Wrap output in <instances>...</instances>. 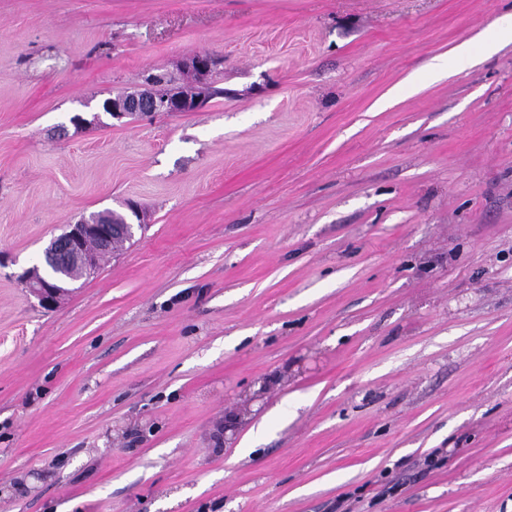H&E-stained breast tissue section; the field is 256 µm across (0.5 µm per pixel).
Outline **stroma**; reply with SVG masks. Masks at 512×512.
<instances>
[{"label": "stroma", "instance_id": "stroma-1", "mask_svg": "<svg viewBox=\"0 0 512 512\" xmlns=\"http://www.w3.org/2000/svg\"><path fill=\"white\" fill-rule=\"evenodd\" d=\"M508 15L0 0V512H512ZM198 54L203 107L101 113ZM132 204L41 307L23 270ZM135 216L139 219V224H130L125 221V224H112L114 221H122L124 216L116 214L112 211L98 212L90 214L87 219L92 217H99L100 223H93L87 220L78 222L77 224H70L68 230L63 236L55 237L52 242L56 253H62L66 256H73L77 263L81 266L82 273L93 274L97 270V258L94 254L85 251L84 243L88 238H108L112 234L120 233L123 237L132 239L135 235V226L141 227L144 224V216L139 214L133 206H130ZM112 224V228H111Z\"/></svg>", "mask_w": 512, "mask_h": 512}]
</instances>
